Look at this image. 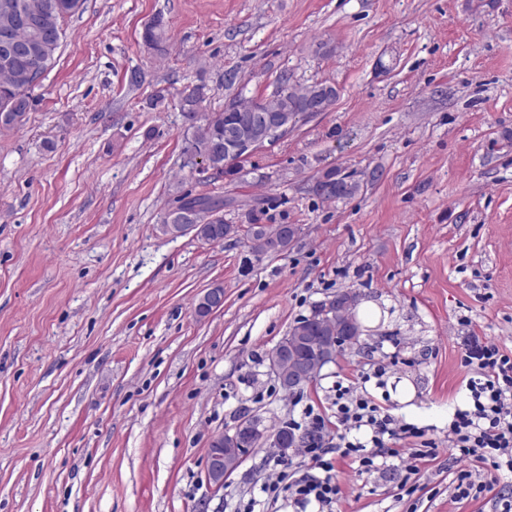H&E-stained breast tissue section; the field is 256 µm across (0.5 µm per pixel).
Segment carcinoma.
<instances>
[{"instance_id":"1","label":"carcinoma","mask_w":512,"mask_h":512,"mask_svg":"<svg viewBox=\"0 0 512 512\" xmlns=\"http://www.w3.org/2000/svg\"><path fill=\"white\" fill-rule=\"evenodd\" d=\"M84 0H0V34L8 30L13 41L26 47V52L11 62L0 57V128H9L21 123L33 105L31 91L41 76L52 69L57 62L58 50L62 39V22L68 16L78 12ZM145 38L153 42L157 52L165 51V28L161 18H156L145 32ZM287 100L271 99L269 103L276 107L315 108L325 112L335 102L336 88L330 84L318 83L304 89L287 87ZM206 85L197 84L182 92L179 109L185 127L184 155L201 157L220 173L234 176L239 168H226L224 159V131L236 121L237 112L246 111L257 105L255 99H244L236 94L231 104L234 112H204L202 103L206 99ZM321 181L345 191L344 197L350 198L359 190L358 182L342 175L336 170L326 172ZM175 208L190 209L197 213L196 223L202 225L197 239L211 238L215 243L224 241L227 235L234 236L237 228L219 220L217 230L210 231V217L215 211H224V197L221 195L201 194L191 196L183 194L177 199ZM250 248L262 250L274 246L285 251L291 239L284 234L282 225L252 224L249 228ZM336 309L324 314L323 305L314 307L311 314L299 319L290 329L292 335L282 338L284 342H294L295 334L301 333L308 340L331 346L333 354L341 353L343 346L353 343L352 338L344 335V324L353 321L356 335H361V326L356 324L355 310L359 295L354 291H339L334 295ZM299 437L301 446L310 441L321 439L317 431L306 430L300 434L287 428L276 432L273 447H282V441L288 437Z\"/></svg>"}]
</instances>
